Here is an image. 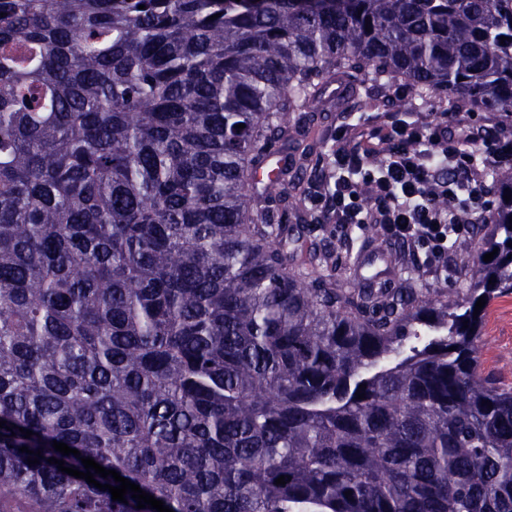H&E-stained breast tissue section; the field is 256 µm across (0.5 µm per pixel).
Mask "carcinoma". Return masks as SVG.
Listing matches in <instances>:
<instances>
[{
    "label": "carcinoma",
    "instance_id": "carcinoma-1",
    "mask_svg": "<svg viewBox=\"0 0 512 512\" xmlns=\"http://www.w3.org/2000/svg\"><path fill=\"white\" fill-rule=\"evenodd\" d=\"M338 78L512 130V0H0V512H156L55 440L173 512H512V140L466 288H342L253 193ZM478 356L483 376L512 389V292L501 293L486 308Z\"/></svg>",
    "mask_w": 512,
    "mask_h": 512
}]
</instances>
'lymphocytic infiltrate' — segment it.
<instances>
[{"label": "lymphocytic infiltrate", "instance_id": "obj_1", "mask_svg": "<svg viewBox=\"0 0 512 512\" xmlns=\"http://www.w3.org/2000/svg\"><path fill=\"white\" fill-rule=\"evenodd\" d=\"M378 127L347 124L337 138L333 162L312 201L337 224H375L393 240L424 250L425 266L448 252L449 242L469 237L468 213L485 209L492 187L476 151L461 149L460 112H440L421 122L378 115ZM391 152L379 173L365 157L382 147ZM368 193H361V184Z\"/></svg>", "mask_w": 512, "mask_h": 512}]
</instances>
